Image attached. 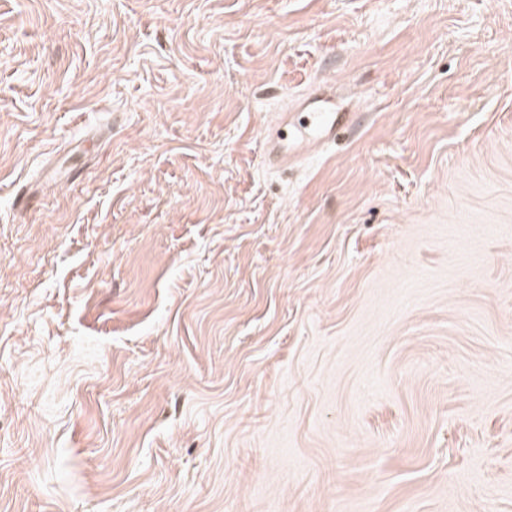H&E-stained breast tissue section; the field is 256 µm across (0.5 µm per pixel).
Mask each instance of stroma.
I'll use <instances>...</instances> for the list:
<instances>
[{"label": "stroma", "instance_id": "35a3bbf8", "mask_svg": "<svg viewBox=\"0 0 512 512\" xmlns=\"http://www.w3.org/2000/svg\"><path fill=\"white\" fill-rule=\"evenodd\" d=\"M0 512H512V0H0ZM358 124L357 113L336 112L329 100L309 98L301 112L292 113L291 121L288 122V112L285 113L266 134V162L272 167L288 166L300 149L313 150L332 143L336 137L351 132Z\"/></svg>", "mask_w": 512, "mask_h": 512}]
</instances>
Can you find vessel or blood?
<instances>
[{"mask_svg": "<svg viewBox=\"0 0 512 512\" xmlns=\"http://www.w3.org/2000/svg\"><path fill=\"white\" fill-rule=\"evenodd\" d=\"M358 124L354 112H340L326 99H307L291 119L280 120L264 139L266 161L273 167L287 166L299 150L315 149L335 141Z\"/></svg>", "mask_w": 512, "mask_h": 512, "instance_id": "b4317fda", "label": "vessel or blood"}]
</instances>
